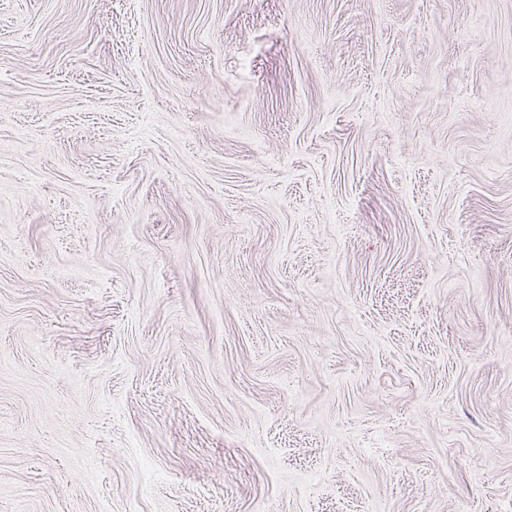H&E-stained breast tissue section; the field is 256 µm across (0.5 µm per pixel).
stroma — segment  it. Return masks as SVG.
Masks as SVG:
<instances>
[{
	"label": "stroma",
	"mask_w": 512,
	"mask_h": 512,
	"mask_svg": "<svg viewBox=\"0 0 512 512\" xmlns=\"http://www.w3.org/2000/svg\"><path fill=\"white\" fill-rule=\"evenodd\" d=\"M0 512H512V0H0Z\"/></svg>",
	"instance_id": "1"
}]
</instances>
